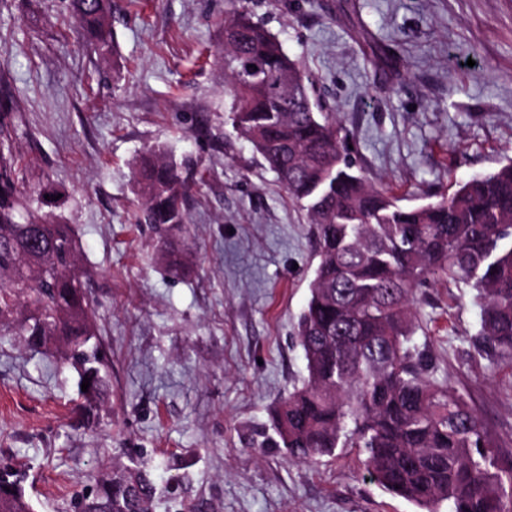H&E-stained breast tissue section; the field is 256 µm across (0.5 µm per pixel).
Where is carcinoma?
<instances>
[{
    "instance_id": "carcinoma-1",
    "label": "carcinoma",
    "mask_w": 512,
    "mask_h": 512,
    "mask_svg": "<svg viewBox=\"0 0 512 512\" xmlns=\"http://www.w3.org/2000/svg\"><path fill=\"white\" fill-rule=\"evenodd\" d=\"M224 23L241 43L220 60L233 96L232 124L304 211L318 264L297 320L305 360L301 387L272 421L292 461L357 448L386 491L424 512H512V460L503 459L464 394L432 378V359L414 341L417 290L430 277L476 291L477 347L512 361V159L455 183L450 194L406 206L355 168L336 117L313 104L309 77L293 90L291 110L247 64L301 71L280 41L229 0ZM79 33L102 48L112 40L111 0H69ZM16 106L0 100V332L16 327L28 346L62 352L79 379L88 420L99 419L109 388L92 321L88 272L71 225L48 211L60 190L22 186L14 146ZM133 181L142 203L136 223L153 226L163 254L170 232L188 223L189 181L162 152L139 162ZM51 199H45V196ZM25 472L0 459V512H32ZM78 512H153L156 487L143 467L114 468Z\"/></svg>"
}]
</instances>
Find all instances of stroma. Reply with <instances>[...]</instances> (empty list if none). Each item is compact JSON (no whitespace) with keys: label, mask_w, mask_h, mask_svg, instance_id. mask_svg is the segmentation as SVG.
Listing matches in <instances>:
<instances>
[{"label":"stroma","mask_w":512,"mask_h":512,"mask_svg":"<svg viewBox=\"0 0 512 512\" xmlns=\"http://www.w3.org/2000/svg\"><path fill=\"white\" fill-rule=\"evenodd\" d=\"M335 113L356 166L408 204L512 158V0H248ZM226 0H112L109 49L61 0H0V94L18 106L27 187L52 181L91 272L112 364L100 421L75 372L0 336V455L34 512H73L112 466L150 467L154 512H422L368 480L353 448L288 461L258 442L301 385L295 332L318 262L306 213L233 128L218 52ZM159 148L195 167L194 244L171 273L132 170ZM415 341L512 451V363L471 338L473 292L422 286Z\"/></svg>","instance_id":"obj_1"}]
</instances>
